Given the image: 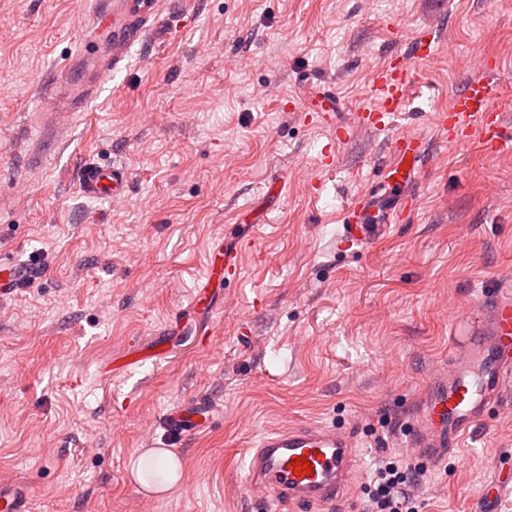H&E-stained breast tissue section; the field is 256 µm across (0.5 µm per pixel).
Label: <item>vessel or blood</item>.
<instances>
[{
	"label": "vessel or blood",
	"instance_id": "b4317fda",
	"mask_svg": "<svg viewBox=\"0 0 512 512\" xmlns=\"http://www.w3.org/2000/svg\"><path fill=\"white\" fill-rule=\"evenodd\" d=\"M157 10V0H93L79 47L58 67L56 89L47 98L45 111H85L100 96L105 76L116 73L131 46L145 37ZM410 62L375 69L368 85L371 104L351 119H337L333 97H324L315 105L320 121L332 126L330 141L322 152L323 165L334 163L337 144L354 128H389L406 105ZM498 69L494 57L480 58L448 107L435 112L434 125L449 143L463 145L475 140L489 153L512 144V128L492 104ZM424 151L425 141L418 133L404 132L392 138L390 162L380 171L381 181L390 188L381 200L386 222L358 224L353 215H346L338 226L339 243L361 246L389 232L390 218L402 217L405 212L403 189L414 179ZM128 186V173L117 164L88 167L82 177L84 192L113 201L125 198ZM232 259L222 246L213 247L205 281L236 276L238 268ZM31 277L26 265L0 255V298L11 295ZM473 334V339L451 350L447 368L434 373L430 391L408 424L411 447L435 463L455 454L486 408L512 390V288H499L483 301ZM211 415L207 402H188L170 409L165 423L174 432L190 434L205 427ZM358 444V431L352 426L298 424L271 432L245 458L247 488L257 498L281 506L283 512H334L361 465ZM299 458L311 463L312 474L295 475L293 464ZM509 496L512 478L495 475L479 492V512H498L501 501ZM0 512H34L29 486L1 484Z\"/></svg>",
	"mask_w": 512,
	"mask_h": 512
}]
</instances>
